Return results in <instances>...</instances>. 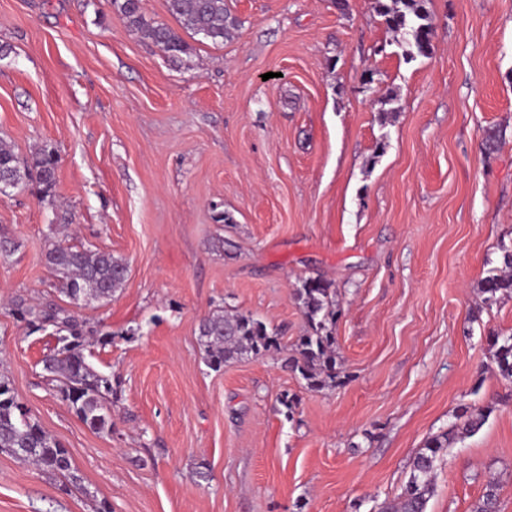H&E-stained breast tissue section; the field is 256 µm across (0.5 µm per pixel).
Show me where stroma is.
<instances>
[{
    "label": "stroma",
    "mask_w": 512,
    "mask_h": 512,
    "mask_svg": "<svg viewBox=\"0 0 512 512\" xmlns=\"http://www.w3.org/2000/svg\"><path fill=\"white\" fill-rule=\"evenodd\" d=\"M336 2L226 0L230 38L174 59L111 0H0V139L58 157L54 206L0 195L17 244L0 365L84 485L0 453V512H377L462 405L490 414L442 451L427 512H471L492 477L512 512V382L493 357L512 295L479 291L512 242V0H427L432 48L411 61L374 0ZM54 224L129 265L111 301L74 308L112 377L108 432L44 379L54 339L9 308L71 306L41 261ZM319 277L340 311L335 387L275 351L206 366L204 315L290 344L295 290Z\"/></svg>",
    "instance_id": "obj_1"
}]
</instances>
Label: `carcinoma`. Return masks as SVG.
<instances>
[{"instance_id": "obj_1", "label": "carcinoma", "mask_w": 512, "mask_h": 512, "mask_svg": "<svg viewBox=\"0 0 512 512\" xmlns=\"http://www.w3.org/2000/svg\"><path fill=\"white\" fill-rule=\"evenodd\" d=\"M112 7L127 28L142 34L171 57L187 53L189 46L172 28L146 20L141 0H112ZM169 13L193 36L224 44L237 19L225 0H167ZM375 9L387 27L405 36L406 44L419 55L431 46L433 24L424 0H375ZM57 156L50 151L36 153L26 162L18 160L12 146L0 140V187H36L39 200L54 204ZM44 265L56 277L59 291L71 303L83 298L105 302L120 290L127 278L128 263L110 252L77 247L54 241L42 254ZM484 302L492 305L497 294L512 293V245H500V267L481 282ZM307 324L305 333L292 345L285 363L298 373L310 389L332 386L336 379V303L332 283L309 278L296 290ZM13 315L34 331L52 329L56 344L41 360L44 377L59 382L61 397L89 429L100 433L112 430V378L99 372L88 360L83 323L68 309L53 304L28 305L20 300ZM198 343L205 363L216 369L244 357L280 351L278 333L250 314L217 309L205 316L198 328ZM499 374L512 380V335L494 342ZM487 412L462 407L450 429L429 439L412 461L410 477L402 493L383 503L379 512H426L434 494V471L439 453L457 440L477 433ZM0 452L32 464L80 487V477L72 467L68 451L42 429L17 397L9 376L0 371ZM498 483L487 482L485 492L472 512H496Z\"/></svg>"}]
</instances>
